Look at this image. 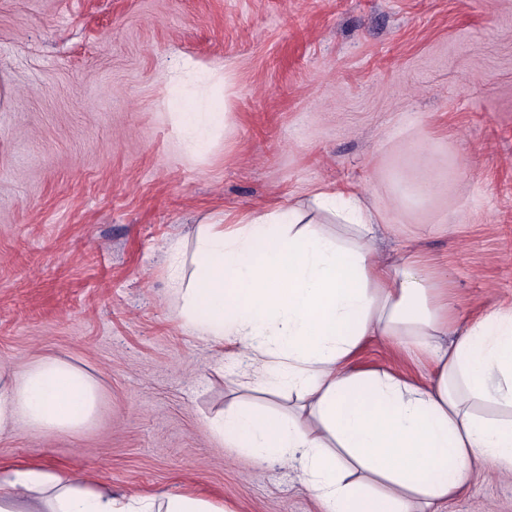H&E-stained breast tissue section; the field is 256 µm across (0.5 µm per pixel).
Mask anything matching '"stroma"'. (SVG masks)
Returning <instances> with one entry per match:
<instances>
[{
    "instance_id": "stroma-1",
    "label": "stroma",
    "mask_w": 512,
    "mask_h": 512,
    "mask_svg": "<svg viewBox=\"0 0 512 512\" xmlns=\"http://www.w3.org/2000/svg\"><path fill=\"white\" fill-rule=\"evenodd\" d=\"M182 56L226 76L208 91L224 126L195 154L159 79ZM0 78V363L53 356L98 385L81 430L1 435L0 469L321 512L296 469L256 471L209 426L235 398L288 405L177 317L168 246L227 214L344 187L381 208V259L445 275L457 329L512 309V0H0ZM421 145L453 177L416 206L402 189ZM351 366L422 383L434 368L379 336ZM498 470L482 461L439 512H512Z\"/></svg>"
}]
</instances>
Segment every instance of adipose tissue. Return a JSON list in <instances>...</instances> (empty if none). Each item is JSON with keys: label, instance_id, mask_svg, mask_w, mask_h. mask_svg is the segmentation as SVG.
<instances>
[{"label": "adipose tissue", "instance_id": "obj_1", "mask_svg": "<svg viewBox=\"0 0 512 512\" xmlns=\"http://www.w3.org/2000/svg\"><path fill=\"white\" fill-rule=\"evenodd\" d=\"M222 113H183L185 142L202 149ZM380 208L365 195L323 186L285 208L253 209L194 231V268L172 249L170 279L184 326L214 345L242 346L255 372L296 395L285 413L232 403L214 431L257 465L293 461L323 512H438L476 465L492 458L512 477V312L493 311L452 333L443 277L410 256L387 266L373 233ZM450 336L442 344V336ZM372 336L429 353L419 383L349 363ZM86 372L41 357L20 373L0 369V433L22 422L68 432L95 414ZM0 512H223L190 494L124 497L94 488L82 471L40 465L0 481Z\"/></svg>", "mask_w": 512, "mask_h": 512}]
</instances>
